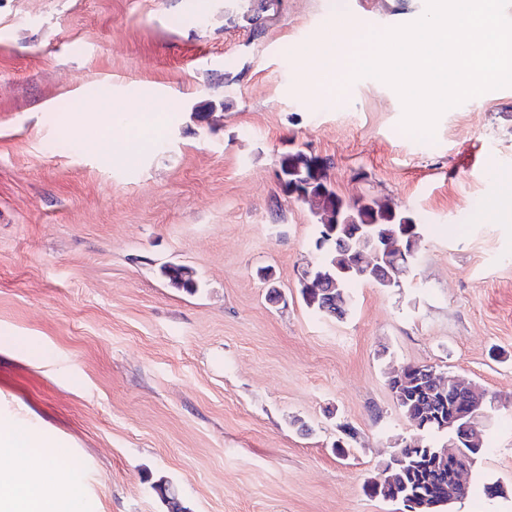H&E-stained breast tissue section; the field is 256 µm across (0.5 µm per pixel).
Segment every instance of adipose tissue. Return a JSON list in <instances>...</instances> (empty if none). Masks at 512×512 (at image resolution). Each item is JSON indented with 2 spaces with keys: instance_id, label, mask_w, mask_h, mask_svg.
Returning <instances> with one entry per match:
<instances>
[{
  "instance_id": "adipose-tissue-1",
  "label": "adipose tissue",
  "mask_w": 512,
  "mask_h": 512,
  "mask_svg": "<svg viewBox=\"0 0 512 512\" xmlns=\"http://www.w3.org/2000/svg\"><path fill=\"white\" fill-rule=\"evenodd\" d=\"M361 31L352 18L331 17L325 30L296 54L318 74L334 76L346 58L351 38ZM34 443V434L23 425L0 434V455L15 461L12 468L0 470V512H61L64 504L74 499L71 473L56 459H44L35 468L27 465L25 451Z\"/></svg>"
}]
</instances>
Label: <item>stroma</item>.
Returning a JSON list of instances; mask_svg holds the SVG:
<instances>
[{
	"label": "stroma",
	"instance_id": "obj_1",
	"mask_svg": "<svg viewBox=\"0 0 512 512\" xmlns=\"http://www.w3.org/2000/svg\"><path fill=\"white\" fill-rule=\"evenodd\" d=\"M224 3L0 0V431L49 440L28 455L70 471V512H165L162 475L189 512H402L365 487L414 432L389 378L429 364L503 401L449 512H512V219L485 210L512 180V87L419 138L378 79L311 73L290 90V50L335 13L371 34L426 0H279L258 34ZM103 93L176 109L144 141L113 127L107 149ZM66 100L82 133L58 152ZM296 148L328 159L343 198L389 199L424 226L403 285H353L340 320L300 295L313 218L278 179ZM169 262L196 293L167 285Z\"/></svg>",
	"mask_w": 512,
	"mask_h": 512
}]
</instances>
